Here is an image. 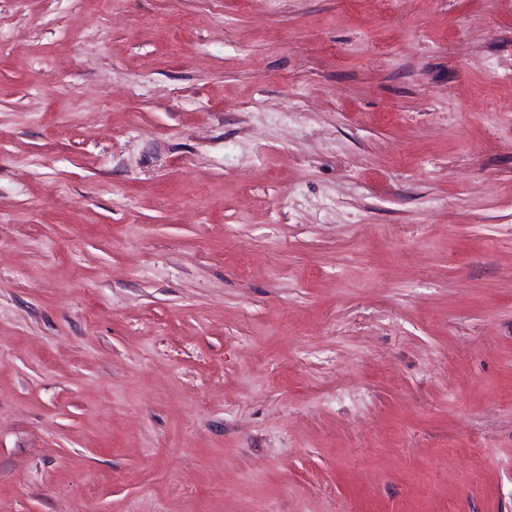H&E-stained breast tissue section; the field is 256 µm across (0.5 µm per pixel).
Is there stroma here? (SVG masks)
<instances>
[{
  "label": "stroma",
  "instance_id": "1",
  "mask_svg": "<svg viewBox=\"0 0 512 512\" xmlns=\"http://www.w3.org/2000/svg\"><path fill=\"white\" fill-rule=\"evenodd\" d=\"M0 512H512V0H0Z\"/></svg>",
  "mask_w": 512,
  "mask_h": 512
}]
</instances>
